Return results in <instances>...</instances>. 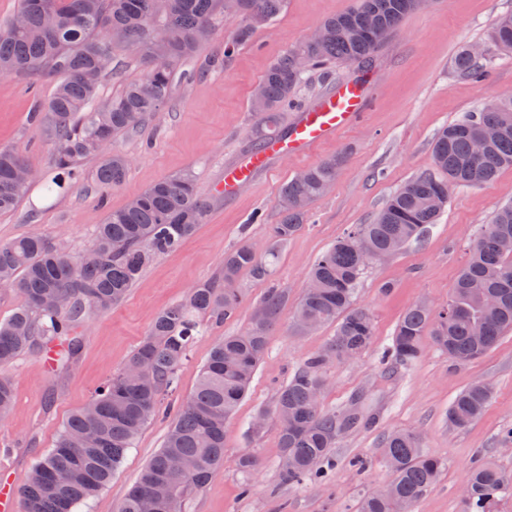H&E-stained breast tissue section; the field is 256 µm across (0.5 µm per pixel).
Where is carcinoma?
<instances>
[{
  "label": "carcinoma",
  "instance_id": "carcinoma-1",
  "mask_svg": "<svg viewBox=\"0 0 512 512\" xmlns=\"http://www.w3.org/2000/svg\"><path fill=\"white\" fill-rule=\"evenodd\" d=\"M284 0H18L15 17L0 26V70L39 77L49 70L60 82L47 103L31 118L43 136L55 143L53 186L63 190L78 175L77 161L100 156L96 181L105 188L120 186L127 159L107 154L112 136L136 128L160 110L172 86L173 66L190 57L213 35V20L228 11L244 19L231 40L229 53L247 42L253 31L270 23ZM417 0H355L349 10L322 23L329 32L323 42L302 45L271 64L253 97L250 110L260 119L259 142L303 82L305 70L328 63H366L384 44L375 31L391 35ZM494 47L512 51V14L502 16L490 33ZM137 46L143 76L128 82L120 95L93 107L99 80L86 73L101 55L113 56ZM457 73L477 82L487 71L469 50L454 59ZM493 138L475 155L477 133ZM434 170L407 181L389 198L372 224H360L322 253L309 279L317 288L305 291L294 311L300 332L336 324L334 336L310 357L276 393L280 480L288 485L322 481L336 462L331 449L340 436L376 420L361 401L351 400L326 410L315 399L323 380L324 354L341 361L362 356L370 348L374 324L370 313L353 305L359 276L370 255L394 254L418 239L436 222L447 203L448 183L481 185L505 167H512V97L476 107L444 127L433 146ZM26 166L21 153L0 149V214L14 211L29 184L14 171ZM336 159H326L294 175L282 188L278 208L282 220L271 225V245L264 254L242 241L224 253V264L209 280L193 287L180 302L154 317L147 336L125 366L139 365L141 376L129 381L124 371L112 376L86 404L63 423L56 443L27 472L17 489L20 512H75L111 481L143 428L159 414V397L174 383L201 322L224 323L234 315L240 294L234 283L240 272L268 275L280 246L302 226L309 206L336 182ZM190 170L161 179L108 212L94 233L98 261L83 265L50 239L31 234L0 245V285L16 289L22 304L0 321V365L57 339L66 343L60 354L69 363L81 348L77 328L93 310L120 303L155 259L175 250L203 223L208 206L196 193ZM512 203L502 205L477 238L469 263L461 271L448 304L434 310L414 303L399 320L386 363L409 365L422 353L423 341L448 355L455 365L481 358L512 330ZM288 293L268 289L257 304L261 320L251 319L240 334L226 336L213 347L195 388L176 410L163 448L150 460L126 494L119 512H182L184 497L203 488L224 465V423L244 398L267 351L268 335ZM493 396L491 385L473 383L448 406V426L462 430L478 420ZM14 399L13 384L0 380V417ZM390 471L388 487L371 492L358 512H413L416 502L439 480L444 464L424 453L419 437L394 431L382 442ZM175 457L195 462L189 476L170 471ZM468 496L460 512H499L500 494L512 488V472L493 462L473 467L465 481Z\"/></svg>",
  "mask_w": 512,
  "mask_h": 512
}]
</instances>
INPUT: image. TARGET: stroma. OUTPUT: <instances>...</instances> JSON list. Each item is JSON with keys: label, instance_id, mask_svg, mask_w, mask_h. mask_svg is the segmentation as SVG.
Wrapping results in <instances>:
<instances>
[{"label": "stroma", "instance_id": "stroma-1", "mask_svg": "<svg viewBox=\"0 0 512 512\" xmlns=\"http://www.w3.org/2000/svg\"><path fill=\"white\" fill-rule=\"evenodd\" d=\"M354 0H285L280 13L251 41L225 53L224 44L241 26V18L217 17L212 38L177 69L172 94L159 112L146 117L130 134L115 136L108 149L128 160L126 179L105 189L95 180L98 157L80 161V182L64 193L46 189L56 175V147L30 121L36 103L46 101L57 78L14 76L0 79V148L22 153L39 178L18 208L0 215V244L38 233L72 256L91 249L97 224L154 182L192 170L196 190L209 212L203 224L179 248L150 263L125 299L95 311L78 327L82 348L72 363L47 364V348L37 347L12 363L0 365L11 378L15 402L0 419V472L22 481L51 448L69 414L88 402L119 372L147 335L153 317L182 300L190 288L212 278L226 251L242 238L266 244L283 185L295 173L333 158L339 163L334 188L309 208L301 229L279 248L267 277L241 272V302L222 327L196 336L178 371L177 386L163 397L176 405L192 392L215 341L246 330L253 308L268 289L287 292L268 349L246 397L224 425V465L205 488L187 497L182 512H356L362 497L386 483L389 472L380 455L383 435L401 429L417 433L426 453L445 469L438 483L415 504L414 512H459L460 491L468 471L486 461L512 470V450L500 441L512 424V331L483 357L451 365L447 356L426 344L408 366L382 363L395 328L414 302L447 304L471 245L497 208L512 202V167L491 182L454 187L436 223L422 237L388 259L370 262L354 296L357 307L372 316L374 338L360 358L326 366L321 395L325 409L361 396L377 416L372 427L343 435L332 455L335 468L320 483L281 484L278 478V423L267 417L277 390L333 336L326 325L304 335L293 329L294 306L307 288L308 271L325 250L357 225L373 223L390 195L413 177L433 168L432 143L438 131L477 106L512 92V58L487 46L497 19L512 14V0H431L408 15L376 53L370 68L332 64L307 75L270 134L285 133L298 112L345 79L365 78L373 92L362 117L307 154L275 159L269 171L244 184L230 197L213 192L227 164L252 152L257 118L252 93L268 66L296 49L328 17L345 12ZM483 47L485 81L458 75L454 57L464 48ZM391 284L383 293V284ZM479 380L493 384L483 416L464 430L448 426V406L464 388ZM169 421L148 423L130 448L111 482L81 512H118L128 489L151 457L162 448ZM260 461L251 475L237 462L243 453ZM250 494H243V485Z\"/></svg>", "mask_w": 512, "mask_h": 512}]
</instances>
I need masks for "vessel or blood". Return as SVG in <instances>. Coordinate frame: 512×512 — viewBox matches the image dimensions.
<instances>
[{"label":"vessel or blood","instance_id":"vessel-or-blood-1","mask_svg":"<svg viewBox=\"0 0 512 512\" xmlns=\"http://www.w3.org/2000/svg\"><path fill=\"white\" fill-rule=\"evenodd\" d=\"M368 97L367 88L351 81L342 82L333 93L302 112L287 134L268 140L261 150L225 166L224 176L217 184L218 191L234 195L243 184L265 171L272 160L301 155L332 139L360 118Z\"/></svg>","mask_w":512,"mask_h":512}]
</instances>
